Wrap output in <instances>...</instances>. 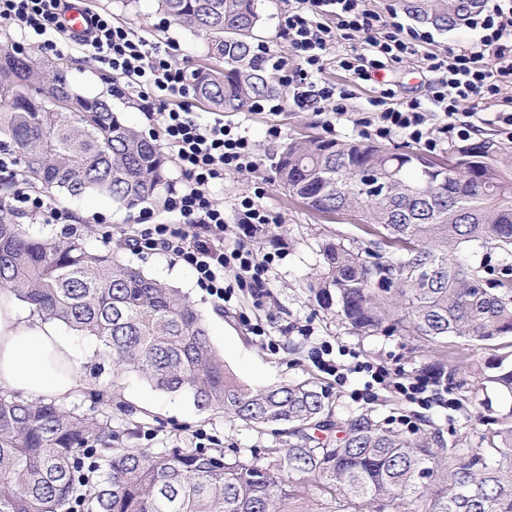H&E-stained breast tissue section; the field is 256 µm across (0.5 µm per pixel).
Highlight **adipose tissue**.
I'll return each mask as SVG.
<instances>
[{"label":"adipose tissue","instance_id":"adipose-tissue-1","mask_svg":"<svg viewBox=\"0 0 512 512\" xmlns=\"http://www.w3.org/2000/svg\"><path fill=\"white\" fill-rule=\"evenodd\" d=\"M78 355L56 322L24 311L0 289V392L26 400L69 397L78 384Z\"/></svg>","mask_w":512,"mask_h":512}]
</instances>
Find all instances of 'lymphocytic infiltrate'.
<instances>
[{
    "label": "lymphocytic infiltrate",
    "instance_id": "lymphocytic-infiltrate-1",
    "mask_svg": "<svg viewBox=\"0 0 512 512\" xmlns=\"http://www.w3.org/2000/svg\"><path fill=\"white\" fill-rule=\"evenodd\" d=\"M72 0H0V23L35 42L41 53L59 56L73 45L106 67L114 85L137 95L158 129L157 141L172 153L185 177L171 191L164 213L140 215V228L128 238L133 251H162L190 265L197 284L214 301H229L224 272L234 269L239 287L262 292L266 286L267 260L258 258L245 244L224 245V207L212 189L227 174L255 167L259 155L255 144L222 119L199 122L187 99V71L175 59L172 41H153L130 27L113 23L108 11H93L82 34H70L61 22ZM335 16L339 30L323 24ZM473 39L439 56L423 52L424 34L413 31L401 38L404 26L370 13L365 0H296L283 20V32L291 58H273L269 50L259 53L272 63L283 86L301 85L295 100H315L327 113V126H334L346 113L350 90L318 84L317 77L330 61L337 37L350 40L349 54L339 65L354 79L372 80L385 63L420 57L423 69L441 74L429 102L417 98L396 99L392 90H382L373 100L369 116L361 124L366 135L386 139L395 134L432 151L444 142L468 139L474 130L462 120L464 109L495 99L512 84V0H487L486 7L469 22ZM442 116L438 127L428 124V108ZM396 388L409 403L422 408L446 407L452 400L442 380L418 375L404 376Z\"/></svg>",
    "mask_w": 512,
    "mask_h": 512
}]
</instances>
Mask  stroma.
I'll use <instances>...</instances> for the list:
<instances>
[{
	"label": "stroma",
	"instance_id": "stroma-1",
	"mask_svg": "<svg viewBox=\"0 0 512 512\" xmlns=\"http://www.w3.org/2000/svg\"><path fill=\"white\" fill-rule=\"evenodd\" d=\"M261 24L257 32L259 46L274 54H291L288 39L282 33V20L295 5V0H257ZM93 8H106L113 21L127 25L155 40L175 38L179 43L177 61L186 69L208 61V38L204 33H191L178 25H164V14L156 0H90ZM50 64L64 69L70 83L82 93L107 98L123 119L141 133H148L151 122L140 100L116 91L112 77L101 64L87 61L80 48L53 56ZM321 82L349 87L353 95L347 103L346 117L337 122L334 131L325 128L326 117L314 105H298L292 89L278 88L285 101L281 112H227L224 114L193 103L191 109L200 121L223 118L253 140L260 161L251 170L226 175L215 194L224 203V243H244L258 256L271 257L268 285L263 295L250 289L235 287L234 271H226L224 281L232 285V297L225 305H217L198 287L196 275L188 264L162 252L136 254L125 248L124 229L135 224L143 207L127 211L112 206L99 196L70 199L55 197L53 203L70 213L71 223L55 227L58 237L69 233L96 231L98 242L118 251L124 260L141 266L149 274L180 288L204 313L213 345L226 368L242 383L263 388L280 383L308 382L322 392L332 421H342L361 411H371L386 427L398 428L402 415L415 416L419 430L443 442L456 435L467 434L471 446H479L480 436L489 418L512 410V397L494 388L470 394V377L461 371L448 382L455 400L451 409L428 410L408 404L391 388L374 386L366 398H357L366 378L349 375L339 382L319 370L315 349L320 342L343 350V363H350L351 353L361 360L385 365L394 374L420 375L438 355L426 339L400 332H381L357 336L333 312L323 310L312 299L309 286L320 269V244L333 238L356 246H368L375 239L373 227L363 224L352 214L324 215L309 209L301 200L291 197L281 186L276 171L278 155L288 142L310 137L363 142L367 136L358 121L364 117L370 101L380 89L390 88L402 97L427 99L433 88L434 74L422 72L417 60L404 59L380 71L377 81L352 85L348 72L337 64H329L320 74ZM487 116L470 137L477 144L490 140L499 145L505 156H512V139L501 133L494 118L498 113H512V87L505 89L489 104L483 105ZM263 187L261 206L272 216L269 224H240L234 199ZM263 335H254V327ZM79 386L66 399V407H75L90 416L107 415L112 419L115 444L121 448H212L247 457L261 454L270 447L269 428L249 425L224 417L223 414L197 408L191 397L156 390L139 373L113 374L112 362L104 357L81 361L78 366ZM365 389V388H364ZM479 397L481 407H473L472 397Z\"/></svg>",
	"mask_w": 512,
	"mask_h": 512
}]
</instances>
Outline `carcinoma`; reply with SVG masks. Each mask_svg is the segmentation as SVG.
Here are the masks:
<instances>
[{"mask_svg":"<svg viewBox=\"0 0 512 512\" xmlns=\"http://www.w3.org/2000/svg\"><path fill=\"white\" fill-rule=\"evenodd\" d=\"M181 28L210 37L215 64L192 73L196 97L241 112L274 91L257 58L256 0H159ZM414 20L444 30L473 14L468 0H404ZM66 99L63 112L53 98ZM0 137L21 176L46 193L97 195L132 209L158 203L170 159L113 111L108 99L73 88L63 70L0 50ZM484 141L452 153L445 170L412 151L312 138L290 142L276 168L283 187L325 214L356 211L399 253L385 257L342 241L321 246L310 285L320 307L358 336L384 327L393 300L408 331L438 346L450 336L475 347L512 338V276L484 272L462 254L490 244L512 257V171ZM372 169L398 179L374 195ZM0 182V288L42 316L101 342L118 370L156 389L189 395L201 410L278 426L265 456L222 448H112V421L54 402L0 394V512H512V411L472 448L434 446L427 436L385 428L368 412L336 424L307 384L262 389L238 381L211 344L201 311L179 289L102 253L89 239H58L48 223L18 220ZM482 386L512 394V360H471ZM336 428V441L315 431Z\"/></svg>","mask_w":512,"mask_h":512,"instance_id":"1","label":"carcinoma"}]
</instances>
